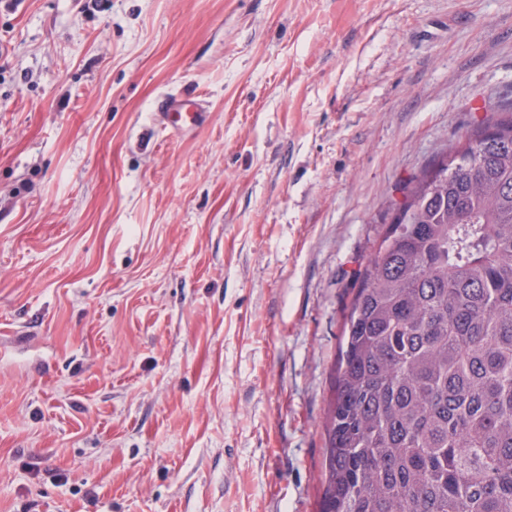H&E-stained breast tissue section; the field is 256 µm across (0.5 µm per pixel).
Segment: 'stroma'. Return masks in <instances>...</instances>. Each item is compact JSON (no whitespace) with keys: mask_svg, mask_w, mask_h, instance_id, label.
Instances as JSON below:
<instances>
[{"mask_svg":"<svg viewBox=\"0 0 512 512\" xmlns=\"http://www.w3.org/2000/svg\"><path fill=\"white\" fill-rule=\"evenodd\" d=\"M489 102L512 0H0V512H318L357 272ZM159 108L163 112L158 113L168 119L170 129L175 135H181L199 125L202 118L195 99L189 96L169 94L161 99Z\"/></svg>","mask_w":512,"mask_h":512,"instance_id":"obj_1","label":"stroma"}]
</instances>
